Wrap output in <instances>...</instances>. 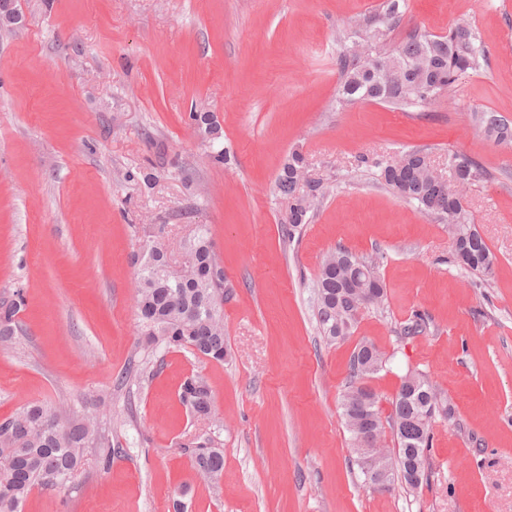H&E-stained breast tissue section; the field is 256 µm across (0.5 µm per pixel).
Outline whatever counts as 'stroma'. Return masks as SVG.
Instances as JSON below:
<instances>
[{
  "mask_svg": "<svg viewBox=\"0 0 512 512\" xmlns=\"http://www.w3.org/2000/svg\"><path fill=\"white\" fill-rule=\"evenodd\" d=\"M382 0H18L0 29V298L23 289L13 345L0 346V419L36 402L96 416L110 465L89 444L60 490L23 512H512V146L473 119L512 121V0H407L392 34L469 22L485 51L425 110L336 104L342 50ZM220 125L225 163L190 113ZM329 186L310 223L289 229L275 180L290 151ZM421 149L485 180L464 191L495 254L491 275L458 265L448 226L393 196L376 165ZM171 243L209 225L224 261L228 355L147 344L132 259L155 225ZM372 260L383 305L328 342L315 274L336 248ZM425 330L403 337L414 315ZM373 343L402 376H428L455 405L436 416L426 482L375 491L354 462L340 400L350 359ZM199 374L213 414L179 399ZM224 453L219 485L190 442Z\"/></svg>",
  "mask_w": 512,
  "mask_h": 512,
  "instance_id": "1",
  "label": "stroma"
}]
</instances>
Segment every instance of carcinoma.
<instances>
[{"instance_id":"carcinoma-1","label":"carcinoma","mask_w":512,"mask_h":512,"mask_svg":"<svg viewBox=\"0 0 512 512\" xmlns=\"http://www.w3.org/2000/svg\"><path fill=\"white\" fill-rule=\"evenodd\" d=\"M407 0H384L379 13L366 18L371 52L364 56L352 53L346 44L337 57L339 72L338 101L344 105L378 102L407 111L430 105L449 90L464 74L480 65L484 51L475 43L472 28L461 23L445 35L414 30L398 44H391ZM484 132L499 143L512 144V123L497 113L486 111L479 116ZM422 150L402 156L398 167L377 163L378 180L394 196L412 202L427 213L440 216L448 223L452 238L457 240L453 256L466 269L488 275L495 256L471 222L463 195L432 177ZM308 169L304 154H288L277 176V188L288 198L285 223L293 230L311 219L316 202L328 188L312 180L299 179ZM458 171L463 186L486 177L475 161L448 154V171ZM153 264L136 269L137 308L146 343L169 348H190L209 360L224 361V263L217 254L209 227L199 224L191 238L180 244L185 257L177 271L169 246L155 241ZM374 269L372 263L345 249L324 256L316 276L317 316L324 336L333 342L350 335L361 310L380 305L386 287L373 275L364 291L348 288L357 267ZM25 305L23 291L0 302V345L13 342L17 330L16 316ZM350 362V380L341 397L344 423L356 439L357 432L349 418L354 404L366 403L359 386L385 366L382 352L372 343L359 344ZM181 402L198 417H209L213 410L212 392L207 382L195 375L187 378L180 392ZM397 430L392 437L395 448L381 449L377 455L386 479L394 472L403 473L406 489L414 491L425 480L430 429L436 415H454V406L444 401L435 385L423 373L411 370L402 378L391 401ZM99 436V422L93 415L64 417L31 404L0 421V512H23V506L35 488L56 490L67 486L82 467L84 450ZM194 467L206 481L218 484L224 476V453L215 446L199 444L194 448Z\"/></svg>"}]
</instances>
